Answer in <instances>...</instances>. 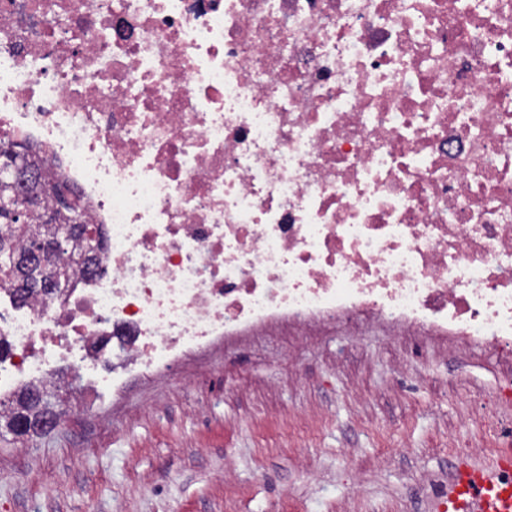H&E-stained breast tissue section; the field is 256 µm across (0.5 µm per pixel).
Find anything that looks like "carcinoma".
<instances>
[{"instance_id": "obj_1", "label": "carcinoma", "mask_w": 512, "mask_h": 512, "mask_svg": "<svg viewBox=\"0 0 512 512\" xmlns=\"http://www.w3.org/2000/svg\"><path fill=\"white\" fill-rule=\"evenodd\" d=\"M27 145L19 142L0 141V284L12 288L17 302L25 304L28 300L49 288H61L68 284L75 269L80 268L93 273L97 270L96 259L102 251V242L89 239L84 229H94L96 225L84 221L80 223L83 231L77 233L62 250L54 256L51 267L46 270H21L17 264L18 256L27 252L39 242L52 234L51 226L40 223L38 216H33L26 224L16 223L13 218L17 197L20 191L35 193L43 191L39 180L26 185L20 184L17 173L21 170L39 168L35 162L27 161L24 150ZM53 395L41 393L37 400L30 399L25 392H20L9 401L10 411L0 414V421L17 436L41 435L46 429L29 430L22 428V422H38L51 409Z\"/></svg>"}]
</instances>
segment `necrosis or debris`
I'll use <instances>...</instances> for the list:
<instances>
[{"instance_id":"4bbe7bcc","label":"necrosis or debris","mask_w":512,"mask_h":512,"mask_svg":"<svg viewBox=\"0 0 512 512\" xmlns=\"http://www.w3.org/2000/svg\"><path fill=\"white\" fill-rule=\"evenodd\" d=\"M0 139L108 236L0 394L278 320L512 355V0H0Z\"/></svg>"}]
</instances>
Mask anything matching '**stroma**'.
I'll use <instances>...</instances> for the list:
<instances>
[{
	"label": "stroma",
	"instance_id": "obj_1",
	"mask_svg": "<svg viewBox=\"0 0 512 512\" xmlns=\"http://www.w3.org/2000/svg\"><path fill=\"white\" fill-rule=\"evenodd\" d=\"M512 366L490 348L405 355L380 325L283 323L120 391L68 376L47 435L0 429V512H438L461 422Z\"/></svg>",
	"mask_w": 512,
	"mask_h": 512
}]
</instances>
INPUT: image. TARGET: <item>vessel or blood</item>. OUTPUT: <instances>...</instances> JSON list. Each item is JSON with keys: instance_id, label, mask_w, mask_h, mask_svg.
I'll return each mask as SVG.
<instances>
[{"instance_id": "obj_1", "label": "vessel or blood", "mask_w": 512, "mask_h": 512, "mask_svg": "<svg viewBox=\"0 0 512 512\" xmlns=\"http://www.w3.org/2000/svg\"><path fill=\"white\" fill-rule=\"evenodd\" d=\"M512 450L499 452L487 468L455 473L447 512H512Z\"/></svg>"}]
</instances>
